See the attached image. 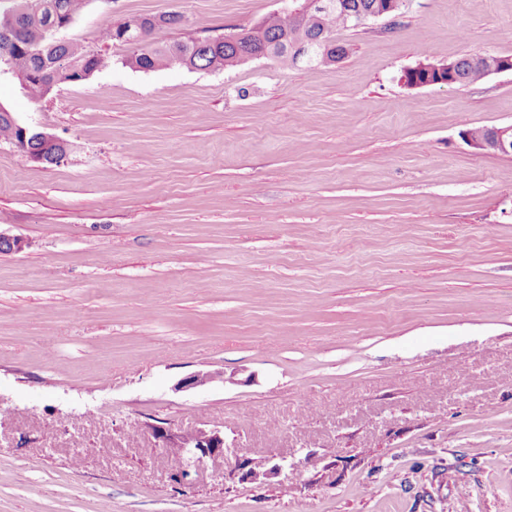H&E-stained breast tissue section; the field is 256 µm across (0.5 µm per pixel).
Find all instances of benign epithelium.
I'll return each instance as SVG.
<instances>
[{
	"label": "benign epithelium",
	"mask_w": 512,
	"mask_h": 512,
	"mask_svg": "<svg viewBox=\"0 0 512 512\" xmlns=\"http://www.w3.org/2000/svg\"><path fill=\"white\" fill-rule=\"evenodd\" d=\"M406 0H386L384 4L373 5L369 17L372 19L394 18L395 13L402 10ZM328 9V4L324 0H304L303 4H298V0H289L286 11L296 17H309L312 14H321ZM487 74L500 73L505 71L512 72V57L493 55L485 58ZM427 69L423 63L415 67L404 70L401 80L411 88L436 85H451L456 78V62L448 61L438 67L439 72L445 73V77L434 82L425 80L419 81L418 73ZM31 139L39 144V149H20V152L32 162L45 164L51 162L59 163L65 154L53 153L48 148L61 143L56 136L45 132L35 131L31 134ZM464 141L473 149L483 153L512 154V125L491 127L487 129L485 135L481 137H472L469 134L463 135ZM153 437L158 445L175 455L182 463V469L179 472L180 482L184 485L191 484L192 471L197 469L201 463L207 459H214L225 455L224 433L218 429H196L189 433L173 432L158 425L150 426Z\"/></svg>",
	"instance_id": "benign-epithelium-1"
}]
</instances>
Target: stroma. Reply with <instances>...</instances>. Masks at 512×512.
I'll return each instance as SVG.
<instances>
[{
    "label": "stroma",
    "mask_w": 512,
    "mask_h": 512,
    "mask_svg": "<svg viewBox=\"0 0 512 512\" xmlns=\"http://www.w3.org/2000/svg\"><path fill=\"white\" fill-rule=\"evenodd\" d=\"M280 0H91L111 55L0 104V512H512V72L405 86L425 58L512 56V0H409L335 33V63L141 71L159 42L255 26ZM196 372L213 382L179 388ZM223 430L191 487L148 428ZM291 468L251 478L254 458ZM462 137L470 147L480 152L512 154V125L488 128L481 137H472L468 133ZM31 139L37 144H32L28 141V147L26 145L25 140V149L21 148L18 144L19 151L27 157L32 162L41 163V164H47V163H53L57 164L59 163L65 156H66V150L64 153H54V152H48V148L51 146H54L56 144H63L64 142L61 141L59 138L54 136L53 134H50L45 131H34L31 134ZM40 147L41 150H32L30 148H38ZM46 158L49 159V161L46 160Z\"/></svg>",
    "instance_id": "stroma-1"
}]
</instances>
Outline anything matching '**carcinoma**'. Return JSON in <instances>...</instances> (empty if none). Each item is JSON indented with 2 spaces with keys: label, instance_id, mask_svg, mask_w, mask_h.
<instances>
[{
  "label": "carcinoma",
  "instance_id": "1",
  "mask_svg": "<svg viewBox=\"0 0 512 512\" xmlns=\"http://www.w3.org/2000/svg\"><path fill=\"white\" fill-rule=\"evenodd\" d=\"M13 5L0 10V42L11 38L16 42L13 64L26 73L24 95L33 102L46 97L61 83H74L90 78L95 72L112 64V57L81 41L63 35L85 11L90 0H11ZM334 7L319 23L297 21L287 13H274L263 20L262 38L227 42L222 38H189L162 46L154 42L140 44L138 23L150 28L178 26L183 16L169 13L159 17H138L115 25L108 23L102 30V40L126 47L124 62L142 71H155L174 64L190 69H228L242 64L246 57L266 54L283 67L298 63L296 56L280 44L283 36L295 42L321 37L332 38L335 29L348 27L345 12L352 11L367 18V11L376 0H331ZM485 77L484 70L473 63V57L461 56L457 65V84L476 83ZM0 105V139L22 141L21 122L13 123L2 113Z\"/></svg>",
  "mask_w": 512,
  "mask_h": 512
}]
</instances>
